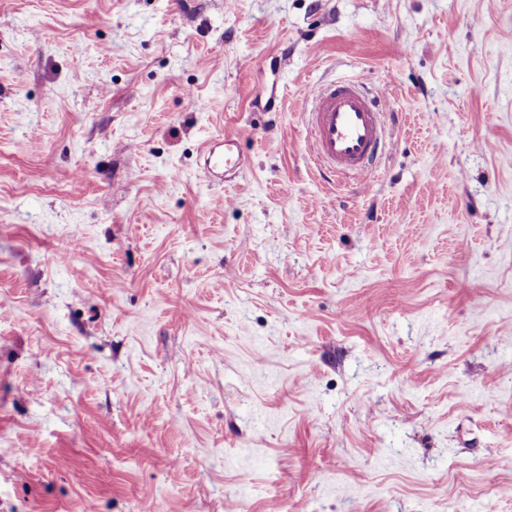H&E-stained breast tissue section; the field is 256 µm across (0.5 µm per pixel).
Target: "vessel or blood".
<instances>
[{
  "mask_svg": "<svg viewBox=\"0 0 512 512\" xmlns=\"http://www.w3.org/2000/svg\"><path fill=\"white\" fill-rule=\"evenodd\" d=\"M309 130L311 161L340 179L366 178L374 168L386 127L367 92L353 79L313 86L297 101ZM245 159L236 139L224 140L223 151H209L204 168L210 174H237Z\"/></svg>",
  "mask_w": 512,
  "mask_h": 512,
  "instance_id": "b4317fda",
  "label": "vessel or blood"
}]
</instances>
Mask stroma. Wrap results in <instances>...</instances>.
<instances>
[{
	"mask_svg": "<svg viewBox=\"0 0 512 512\" xmlns=\"http://www.w3.org/2000/svg\"><path fill=\"white\" fill-rule=\"evenodd\" d=\"M0 512H512V0H0ZM309 130L311 161L339 179L366 178L386 136L382 113L353 79L313 86L297 101ZM245 168V159L236 139L224 136V151L210 150L204 156V169L209 174H238Z\"/></svg>",
	"mask_w": 512,
	"mask_h": 512,
	"instance_id": "1",
	"label": "stroma"
}]
</instances>
